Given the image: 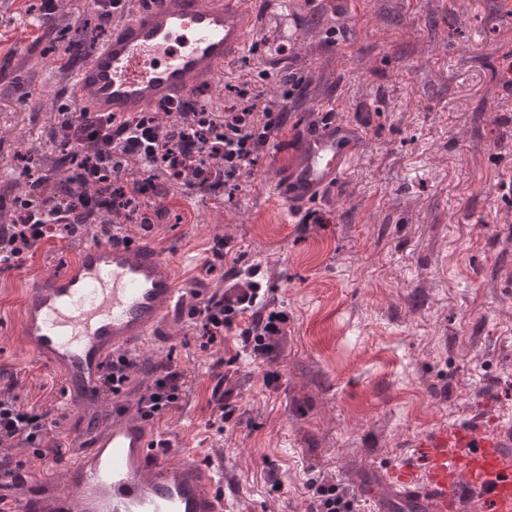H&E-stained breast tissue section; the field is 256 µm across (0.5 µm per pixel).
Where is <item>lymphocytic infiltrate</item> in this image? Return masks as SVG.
Masks as SVG:
<instances>
[{
    "mask_svg": "<svg viewBox=\"0 0 512 512\" xmlns=\"http://www.w3.org/2000/svg\"><path fill=\"white\" fill-rule=\"evenodd\" d=\"M235 102L221 112L197 111L191 106L168 113L163 124L141 116L116 118L97 112H77L64 107V119L55 138L67 152L90 150L91 170L113 175L106 196L62 190L56 169L26 183L23 195L0 209L13 207V223L0 224V267L23 265L43 241L77 236L89 225L111 235L122 223L137 220V200L158 191L155 174H163L183 192L234 194L238 181L255 162L281 125L271 106H260L261 95L249 86L234 87ZM149 170L150 178L127 183L120 176L128 162ZM190 317L206 344L226 333L239 331L251 355H271L287 317L265 302L264 289L244 281L212 293L194 306ZM186 374L179 365L161 364L138 400L145 418H159L180 408ZM48 414L19 404L17 397L0 394V446L41 448Z\"/></svg>",
    "mask_w": 512,
    "mask_h": 512,
    "instance_id": "f902f5d3",
    "label": "lymphocytic infiltrate"
}]
</instances>
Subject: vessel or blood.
<instances>
[{"label": "vessel or blood", "mask_w": 512, "mask_h": 512, "mask_svg": "<svg viewBox=\"0 0 512 512\" xmlns=\"http://www.w3.org/2000/svg\"><path fill=\"white\" fill-rule=\"evenodd\" d=\"M250 0H142L72 75L81 111L118 118L161 100H188L219 82L254 34ZM358 131L319 126L298 145L280 185L288 202L318 198L353 155ZM186 295L169 261L140 241L99 237L67 269L33 281L21 301L20 336L54 371L81 423L65 486L31 478L0 485L5 512H224V472L188 448L165 451L126 385L111 417L100 404L106 362L136 354L182 315ZM421 466L383 468L384 487L419 512H512V440L481 430L441 429L416 445Z\"/></svg>", "instance_id": "b4317fda"}]
</instances>
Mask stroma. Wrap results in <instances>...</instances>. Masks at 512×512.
Instances as JSON below:
<instances>
[{
  "instance_id": "1",
  "label": "stroma",
  "mask_w": 512,
  "mask_h": 512,
  "mask_svg": "<svg viewBox=\"0 0 512 512\" xmlns=\"http://www.w3.org/2000/svg\"><path fill=\"white\" fill-rule=\"evenodd\" d=\"M39 2L0 0V193L24 157L46 167L54 155L39 96H73L74 67ZM254 2L253 40L210 95L219 106L226 86L264 84L282 128L234 197L169 188L132 235L207 296L237 268L259 269L285 333L274 358L254 360L231 334L200 347L187 318L133 375L186 369L182 405L159 426L223 468L227 512H308L315 484L337 485L359 512L377 497L397 512L380 470L416 462L428 431L512 432V0ZM290 71L305 82L283 100ZM328 113L360 141L334 191L293 211L277 187ZM97 232L0 270V390L48 412V448H70L81 418L22 343L19 298ZM220 358L239 395L219 432L208 421Z\"/></svg>"
}]
</instances>
